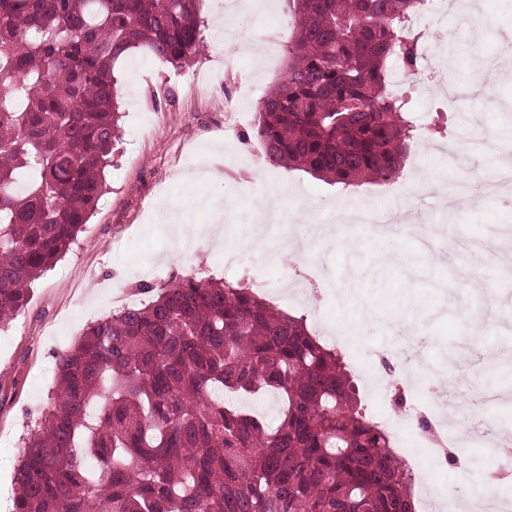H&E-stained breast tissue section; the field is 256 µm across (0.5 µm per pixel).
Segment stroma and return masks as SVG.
<instances>
[{
  "label": "stroma",
  "mask_w": 512,
  "mask_h": 512,
  "mask_svg": "<svg viewBox=\"0 0 512 512\" xmlns=\"http://www.w3.org/2000/svg\"><path fill=\"white\" fill-rule=\"evenodd\" d=\"M202 0L205 22L200 55L175 67L136 52L121 65V85L131 90L121 107L120 149L106 170L107 191L66 255L32 285L31 299L0 331V512H9L14 475L24 439L41 422L54 389L57 355L87 328L112 315L113 298L123 292L144 301L134 271L146 283L170 277L234 280L243 267L233 255L243 248L242 232L259 218L256 196L274 197L289 215H304L301 226L281 224L282 235L311 237L315 224L338 225V237L316 240L314 254L330 287L315 300L287 302L275 294L277 281L259 294L277 308L306 315L316 333L326 327L362 324L357 355L377 378L402 320L417 317L426 336V353L454 410L468 405L478 391L512 393V374L501 364H486L484 354L512 353V276L487 282V312L474 311L469 282L476 269L474 245L495 227L512 229V204L483 200L475 208L447 212L440 197L451 193L458 170L448 159L449 137L474 145L478 172L494 175L501 164L500 144H512V73L500 79L493 97L469 91L475 59L512 54V0H475L484 18L480 32L460 23L459 9L445 7L442 27L453 34L454 52L445 54L442 83L412 98L413 111L438 108L447 87L461 88L456 110L447 120L448 135L437 136L426 150L412 149L402 170L415 183L423 220L447 233L454 252L436 267L415 237L383 234L363 224L344 222L357 207H396L403 196L392 183L376 181L341 189L296 169L258 165V142L242 144L224 134V114L248 113L283 75L285 56L267 62L263 33L287 45L293 31L284 0ZM243 28L233 60H226L223 25ZM165 88L171 100L158 109L152 90ZM174 202L176 221L164 224L158 210ZM454 458H426L433 490L460 491L470 497L502 464L488 447L461 443Z\"/></svg>",
  "instance_id": "1"
}]
</instances>
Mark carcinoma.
<instances>
[{
	"instance_id": "carcinoma-1",
	"label": "carcinoma",
	"mask_w": 512,
	"mask_h": 512,
	"mask_svg": "<svg viewBox=\"0 0 512 512\" xmlns=\"http://www.w3.org/2000/svg\"><path fill=\"white\" fill-rule=\"evenodd\" d=\"M199 0H0V324L104 195L119 63L199 55ZM284 76L258 102L263 161L358 187L416 139L392 67H418L429 0H290ZM90 324L56 358L12 512H416L411 477L341 357L249 281L191 276ZM278 395L276 419L239 400ZM96 457L97 473L86 470Z\"/></svg>"
}]
</instances>
